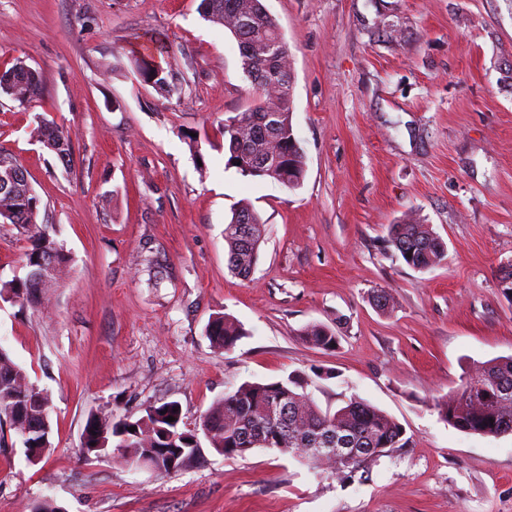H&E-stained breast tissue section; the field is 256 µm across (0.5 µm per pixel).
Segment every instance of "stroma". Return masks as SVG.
<instances>
[{
    "label": "stroma",
    "instance_id": "obj_1",
    "mask_svg": "<svg viewBox=\"0 0 512 512\" xmlns=\"http://www.w3.org/2000/svg\"><path fill=\"white\" fill-rule=\"evenodd\" d=\"M199 3L0 0V70L42 74L29 106L0 97V149L73 258L47 307L0 299V346L52 399L39 463L0 429V512H512V435L460 432L435 408L474 364L512 355V0H262L291 54L295 188L226 168L222 124L256 98ZM145 53L178 71L181 98L143 84ZM42 119L67 132L69 163L38 141ZM242 200L268 228L245 280L224 249ZM403 222L445 242L440 266L388 248ZM28 247L0 224V281L24 276ZM218 313L246 330L222 352L205 335ZM315 323L337 327L336 349L301 339ZM294 371L320 407L380 408L409 447L352 478L267 448L207 447L170 474L81 451L90 414L175 402L191 429L225 392Z\"/></svg>",
    "mask_w": 512,
    "mask_h": 512
}]
</instances>
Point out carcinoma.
I'll return each mask as SVG.
<instances>
[{
	"label": "carcinoma",
	"mask_w": 512,
	"mask_h": 512,
	"mask_svg": "<svg viewBox=\"0 0 512 512\" xmlns=\"http://www.w3.org/2000/svg\"><path fill=\"white\" fill-rule=\"evenodd\" d=\"M204 19L224 27L235 39H245L252 53L240 55L245 73L257 71L253 83L258 101L254 107L224 120L225 167L233 168L244 178L270 180L284 186L301 183L306 171L302 148L291 140L292 112L285 111V95L290 87L285 76L289 72L288 45H283L274 71L260 69L256 63L265 57L268 41L281 34L274 21L264 14L261 0H200ZM27 67L16 61L0 74V94L24 107L42 91L41 73L34 69L10 81L11 75ZM152 87L168 99L181 98L183 87L177 72L156 65L144 71ZM277 117L278 128L263 130L267 116ZM38 141L61 161L71 154L69 138L60 126L40 122ZM246 141V151L232 149L234 138ZM269 160L267 170L253 169L254 163ZM40 200L31 185L21 195H0V221L14 224L27 233L29 247L25 254V277L0 282V297L22 305H36L54 287L69 266L71 258L51 235L53 228L37 224ZM232 216H244L246 224L228 223L224 227V248L231 272L246 279L254 269L259 248L265 239L266 225L246 203L232 210ZM388 243L412 269L427 271L442 263L446 247L427 224H391ZM205 333L214 348L233 347L246 331L235 319L224 314L212 317ZM302 339L316 347L329 350L339 344L336 330L324 324H311L301 331ZM310 377L292 372L283 379L270 382H244L216 400L200 416L192 430L181 427L182 413L174 410L176 402H167L146 409V414L132 420L114 421L110 416L92 414L88 417L83 447L109 448L126 466L135 468L152 452L158 458L156 467L162 473L178 472L201 454L199 437H204L217 453L243 456L255 448H269L296 459L316 470L325 464L338 474L352 476L367 471L376 461L363 457L342 462L312 453V438L328 430L342 432L353 448H377L378 456L407 448L410 438L405 428L393 417L364 401H349L336 409H321L307 391ZM33 396L25 371L0 346V425L9 426L21 443L36 445L48 453L52 444L50 433L32 431L36 410L28 405ZM281 409V417L272 420L268 409ZM440 416L457 430L467 434L498 437L512 431V356L499 357L474 366L466 372L457 391L435 401ZM174 421H167V417ZM135 431L130 432L128 428Z\"/></svg>",
	"instance_id": "cac0c4a2"
}]
</instances>
